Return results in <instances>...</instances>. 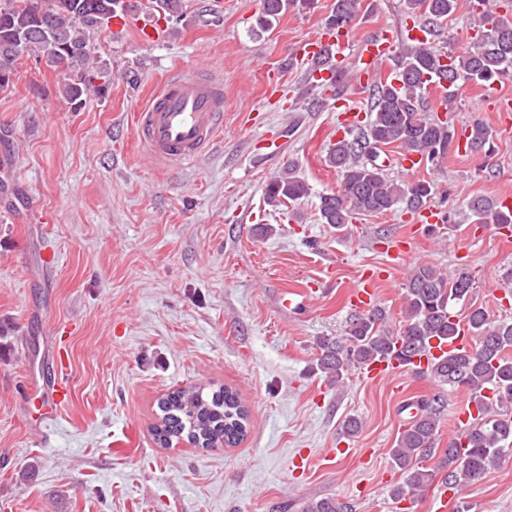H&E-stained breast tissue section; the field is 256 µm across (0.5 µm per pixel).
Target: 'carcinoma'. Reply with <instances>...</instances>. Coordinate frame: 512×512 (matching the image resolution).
I'll return each mask as SVG.
<instances>
[{
  "label": "carcinoma",
  "instance_id": "obj_1",
  "mask_svg": "<svg viewBox=\"0 0 512 512\" xmlns=\"http://www.w3.org/2000/svg\"><path fill=\"white\" fill-rule=\"evenodd\" d=\"M315 0H263L256 29H269L289 11H303ZM359 0H334L326 25L344 28L356 18ZM407 14L440 28L456 10L457 0H405ZM131 0H0V87L9 85L13 63L34 55L65 76L63 95L78 108L93 94H103L112 74L98 65L86 33L107 29L112 19L130 8ZM150 13L168 21L181 15V0H147ZM480 33L462 54L432 44L404 45L395 58L393 76L369 88V119L347 130L330 148L328 163L341 180L336 191L319 197L322 224L343 230L356 215H380L402 207L417 212L431 199V186L391 178L379 162L385 147L399 154H418L438 165L455 146V130L448 121L425 113L430 84L448 91V103L460 84L491 85L512 80V14L488 7L479 14ZM471 152L489 153L493 131L475 121L469 125ZM308 182L288 164L285 174L265 188L266 202L279 207L308 198ZM475 224H512V214L494 198L478 196L467 203ZM475 277L459 267L446 272L432 265L414 267L407 275L402 324L388 326L389 315L379 307L351 316L341 336H323L316 343L315 369L342 384L355 368L376 360L395 359L408 365L434 339H452L466 327L474 346L434 360L430 376L440 388L463 390L477 407L470 424L438 450L439 430L447 403L437 393L417 401L391 449L402 482L389 490L397 501L424 494L436 478L448 488L463 490L479 482L487 471L512 454V320H494L481 305L470 304L465 321L452 306L473 295ZM160 424L154 441L163 448L185 439L199 448L235 447L247 435L249 412L236 391L221 387L206 399L197 390H176L157 402ZM302 512H353L349 501L333 497L307 500Z\"/></svg>",
  "mask_w": 512,
  "mask_h": 512
}]
</instances>
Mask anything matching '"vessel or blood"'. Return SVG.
Instances as JSON below:
<instances>
[{
  "label": "vessel or blood",
  "instance_id": "obj_1",
  "mask_svg": "<svg viewBox=\"0 0 512 512\" xmlns=\"http://www.w3.org/2000/svg\"><path fill=\"white\" fill-rule=\"evenodd\" d=\"M432 44V29L410 21L400 29L383 28L362 40L358 58L364 74L377 73L384 61L394 56L400 41ZM349 41L345 31L321 33L305 42L306 60L330 54L337 65H344L343 53ZM135 134L159 163L183 165L195 161L224 134V84L197 73H174L134 118ZM378 273L363 274L349 301L353 309L366 310L375 303L373 284ZM68 364L61 354H54L41 366L39 379L31 388L45 407L42 424L53 422L67 397L64 378Z\"/></svg>",
  "mask_w": 512,
  "mask_h": 512
}]
</instances>
